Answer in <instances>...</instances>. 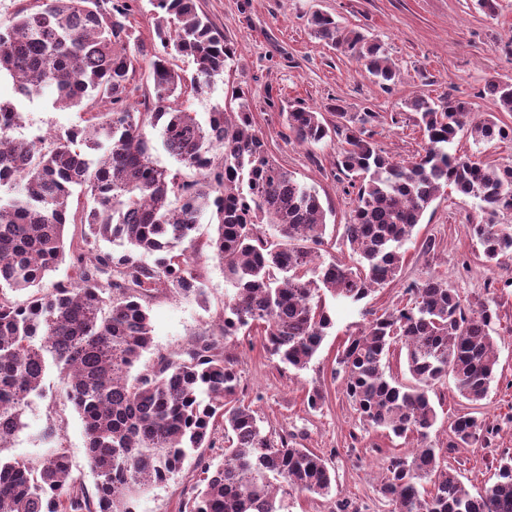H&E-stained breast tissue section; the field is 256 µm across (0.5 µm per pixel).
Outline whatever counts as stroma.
Wrapping results in <instances>:
<instances>
[{
  "label": "stroma",
  "instance_id": "obj_1",
  "mask_svg": "<svg viewBox=\"0 0 512 512\" xmlns=\"http://www.w3.org/2000/svg\"><path fill=\"white\" fill-rule=\"evenodd\" d=\"M495 14H487L477 0H198L211 22L239 44L229 76L216 78L205 97L185 94L183 100L198 119L211 107L224 104L229 85L242 87L256 127L277 162L299 180L315 187L328 209L322 262L353 263L355 256L343 239V226L354 207V194L336 167V145L315 147L285 139L282 112L303 104L319 111L339 104L346 111L372 108L379 118L371 126L373 139L397 161L412 160L425 145L417 114L409 101L417 96H445L470 103L472 122L494 112L483 89L489 80H512V0H496ZM332 15L344 26L378 40L399 71V79L384 90L371 82L361 64L316 38L308 24L314 12ZM24 121L15 129L27 140L82 124L84 111L56 109L50 96L20 104ZM457 153L490 164L512 165V140L474 142L459 134L452 145ZM484 215L477 199L449 188L425 211L406 245L399 281L369 298L380 311L405 302V285L435 274L446 278L463 303L493 298L499 304L496 324L499 368L487 397L471 405L458 396L452 379L439 384L432 396L440 426L432 443L449 451V462L466 487L484 492L497 480V461L512 454V259L486 261L471 234ZM433 249H426L427 241ZM202 297L159 296L151 304L152 345L141 362L172 356L202 334L211 333L232 292L224 269L214 260H201ZM366 323L359 309L337 312L333 326L308 367L297 371L272 358L260 332L239 335L224 347L237 363L240 394L250 403L272 436H288L301 448L324 457L336 480L329 496H294L291 512H336V503L352 501L358 512H390L379 492L389 457L413 448L402 439L369 426L346 396L336 375V358L351 334ZM320 391L318 408L307 403ZM469 414L490 432V444L449 449L448 425L455 416ZM25 420L27 429L0 455L37 464L47 448L41 434L55 423L59 442L72 473L86 488H94L96 474L88 465L86 438L80 415L71 404L48 405L33 399ZM202 474L194 460L165 484L153 486L135 500L136 512H179L191 487Z\"/></svg>",
  "mask_w": 512,
  "mask_h": 512
}]
</instances>
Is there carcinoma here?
Segmentation results:
<instances>
[{
    "instance_id": "cac0c4a2",
    "label": "carcinoma",
    "mask_w": 512,
    "mask_h": 512,
    "mask_svg": "<svg viewBox=\"0 0 512 512\" xmlns=\"http://www.w3.org/2000/svg\"><path fill=\"white\" fill-rule=\"evenodd\" d=\"M147 44L129 23L128 0H38L0 23V77L17 97L52 89L58 109L84 107V125L50 140L16 139L23 113L0 99V450L26 428L25 413L58 373L60 397L79 413L87 457L98 480L88 492L56 446L37 465L0 456V512H134L138 490L166 483L211 436L224 431L222 459L198 460L204 486L183 512H289L295 493L327 497L324 459L286 437L280 445L239 396L240 376L224 340L261 330L269 354L303 370L333 324L326 297L359 305L396 281L404 246L427 207L448 186L480 200L489 219L471 225L487 261L512 257V225L490 217L512 210V166L488 165L450 151L461 132L474 141L512 138V126L489 116L471 124L463 100L416 97L423 152L396 162L377 147L371 109L336 122L310 107L288 108L285 138L315 146L338 140L336 167L356 190L344 239L356 264L317 263L327 212L317 191L269 152L254 129L244 92L237 110L216 105L205 121L178 103L207 93L237 48L198 11L197 0H151ZM315 37L363 64L383 89L397 72L383 46L325 13L310 20ZM193 64L188 73L169 58ZM149 68L150 85L132 84ZM487 94L512 112V81ZM106 104L103 112L96 111ZM156 130L179 167L158 166L148 131ZM87 197L74 214L75 190ZM217 233L206 246L235 289L218 332L201 336L177 358L162 356L132 374L152 343L149 304L164 292L201 296L194 266L203 257L194 233L205 213ZM80 231L66 238V227ZM118 243L104 250L100 243ZM151 257L147 262L144 257ZM71 258V274L50 288L49 272ZM25 292L16 302L7 291ZM406 303L372 315L338 357L347 397L376 429L420 443L389 459L379 486L392 512H512V456L498 480L474 496L427 443L438 414L430 393L450 376L472 405L489 392L499 361L492 333L498 303L466 309L448 280L429 276L405 287ZM412 384L385 377L394 351ZM448 448L486 440L478 420L450 424Z\"/></svg>"
}]
</instances>
